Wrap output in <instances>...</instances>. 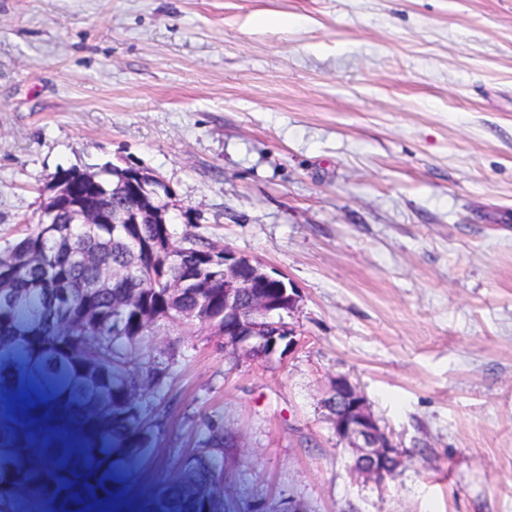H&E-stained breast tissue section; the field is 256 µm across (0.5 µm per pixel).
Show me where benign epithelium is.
<instances>
[{
  "label": "benign epithelium",
  "mask_w": 512,
  "mask_h": 512,
  "mask_svg": "<svg viewBox=\"0 0 512 512\" xmlns=\"http://www.w3.org/2000/svg\"><path fill=\"white\" fill-rule=\"evenodd\" d=\"M126 174L148 206L114 214L112 223L127 226L125 241L137 255L140 243L135 226L149 224L156 216L160 217L159 223L166 224L173 193L162 179L142 168H128ZM106 216L105 206L76 204L68 210V223L87 227L94 238L96 225ZM209 257L210 262L218 264L213 279L224 282V350L238 359L253 360L257 348L266 350L268 359L283 346L291 348L296 331L286 318L297 309L299 294L287 275L269 270L227 247L210 251ZM325 406L336 437L352 454V468L357 474L381 483L396 473L403 452L382 430L366 397L347 378L339 375L331 382Z\"/></svg>",
  "instance_id": "7a95c632"
}]
</instances>
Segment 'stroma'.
I'll return each instance as SVG.
<instances>
[{"label":"stroma","mask_w":512,"mask_h":512,"mask_svg":"<svg viewBox=\"0 0 512 512\" xmlns=\"http://www.w3.org/2000/svg\"><path fill=\"white\" fill-rule=\"evenodd\" d=\"M107 161L171 186L175 236L286 274L299 343L152 326L164 431L102 512L208 421L239 512H512V0H0V248ZM339 375L404 453L384 484L332 429Z\"/></svg>","instance_id":"obj_1"}]
</instances>
